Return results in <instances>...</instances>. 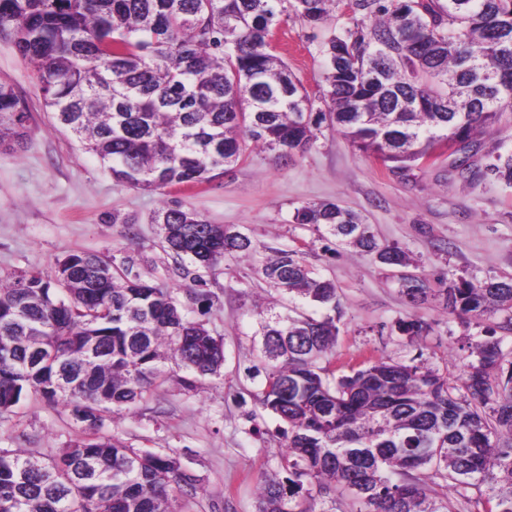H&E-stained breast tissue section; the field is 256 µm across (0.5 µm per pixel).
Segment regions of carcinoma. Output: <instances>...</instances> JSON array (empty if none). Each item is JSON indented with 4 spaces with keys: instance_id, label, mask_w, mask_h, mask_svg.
Listing matches in <instances>:
<instances>
[{
    "instance_id": "carcinoma-1",
    "label": "carcinoma",
    "mask_w": 512,
    "mask_h": 512,
    "mask_svg": "<svg viewBox=\"0 0 512 512\" xmlns=\"http://www.w3.org/2000/svg\"><path fill=\"white\" fill-rule=\"evenodd\" d=\"M343 0H0V32L34 64L59 123L123 185L165 189L226 172L249 146L286 162L326 123L356 149L404 171L463 135L451 169L512 188V144L484 137L512 112V0H351L350 25L323 43V87L310 95L268 37L290 18L327 24ZM29 118L0 83V149L17 150ZM297 224L326 226L387 265L406 253L380 246L361 218L332 201L308 202ZM152 222L174 232L163 248L199 268L254 250L252 240L181 203L164 201ZM107 257L68 254L53 273L19 271L0 281V422L32 393L63 404L89 438L40 460L0 448V483L13 487L0 512H174L175 492H196L178 461L129 448L110 433L171 358L182 383L216 375L223 344L190 319L211 293L187 266V303ZM267 283L324 307L322 318L288 316L264 327L271 362L261 405L284 424L288 484L260 480V512H315L297 502L308 483L342 490L355 512H512V362L491 329L472 345L475 363L456 385L425 362L380 357L330 377L318 360L336 345L342 310L333 283L312 276L294 250L261 269ZM412 305L433 294L461 319L504 313L512 278L401 279ZM411 337L421 319L402 320Z\"/></svg>"
}]
</instances>
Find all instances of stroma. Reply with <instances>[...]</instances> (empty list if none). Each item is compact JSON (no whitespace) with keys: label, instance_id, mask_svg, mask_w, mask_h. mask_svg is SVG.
Returning a JSON list of instances; mask_svg holds the SVG:
<instances>
[{"label":"stroma","instance_id":"obj_1","mask_svg":"<svg viewBox=\"0 0 512 512\" xmlns=\"http://www.w3.org/2000/svg\"><path fill=\"white\" fill-rule=\"evenodd\" d=\"M348 24L340 10L322 27L297 19L284 25L280 46L309 91L322 81V41ZM0 81L14 88L29 112L21 147L0 151V278L21 270L48 273L68 253L85 251L108 256L118 267L134 257L142 279L182 296L179 261L162 250L161 227L150 221L165 198L239 231L255 245L200 272L213 294L202 320L224 345L220 375L198 378L189 390L180 382L182 369L167 362L165 376L112 427L125 445L176 457L196 476V494H177L175 512H259L261 476L287 478L280 422L258 400L265 384L261 328L268 318L306 305L271 288L260 274L274 251H299L313 275L336 285L343 317L327 361L335 374L380 357L407 362L419 356L457 380L474 361L472 344L490 328L512 361V328L504 315L465 324L433 297L410 306L399 285L405 270L433 281L512 277V188L450 176L444 156L391 172L325 125L316 142L288 163L252 147L232 169L208 181L163 195L147 192L116 183L57 123L38 90L34 67L4 35ZM324 200L361 215L380 245L405 251L408 268L385 265L377 254L337 245L334 237L293 223L296 208ZM117 216L135 220L134 239L122 236L113 222ZM409 318L428 322L430 334L403 335L398 324ZM84 437L61 407L33 394L0 424V448L36 457L58 454Z\"/></svg>","mask_w":512,"mask_h":512}]
</instances>
